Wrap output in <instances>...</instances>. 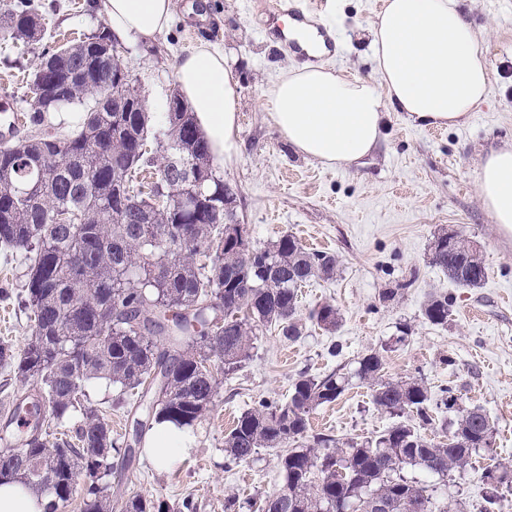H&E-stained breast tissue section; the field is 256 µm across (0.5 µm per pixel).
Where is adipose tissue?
Wrapping results in <instances>:
<instances>
[{
	"label": "adipose tissue",
	"instance_id": "ef3b65f1",
	"mask_svg": "<svg viewBox=\"0 0 512 512\" xmlns=\"http://www.w3.org/2000/svg\"><path fill=\"white\" fill-rule=\"evenodd\" d=\"M112 39L149 40L165 33L174 0H102ZM377 80L346 78L323 64L283 71L265 92L270 118L300 154L328 167L361 163L376 146L389 112L426 127L466 121L489 92V66L479 35L458 0H385L369 25ZM175 77L213 158L235 161L237 80L223 51L201 43L179 56ZM477 188L494 223L512 229V143L492 150ZM190 432L164 423L144 452L165 471L187 454Z\"/></svg>",
	"mask_w": 512,
	"mask_h": 512
}]
</instances>
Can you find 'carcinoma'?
Here are the masks:
<instances>
[{"mask_svg":"<svg viewBox=\"0 0 512 512\" xmlns=\"http://www.w3.org/2000/svg\"><path fill=\"white\" fill-rule=\"evenodd\" d=\"M46 31L35 0L5 2L0 39L40 43ZM105 32L74 44L43 49L27 82L30 121L72 104L89 103L83 124L59 135L0 145V247L24 255V307L34 315L31 337L17 353L0 343V364L33 381L34 393L16 403L0 426L10 448L0 452V485L20 482L48 490V512L67 507L74 484L85 479L82 512H171L160 499L116 496L104 479L131 463L132 449L88 405L86 386L102 379L119 388L112 406L135 398L143 427L169 422L194 427L217 396L212 364L228 375L250 357L253 337L276 328L288 341L302 336L298 291L314 278L330 279L338 260L310 252L292 235L256 249L224 239L228 186L216 175L206 142L179 97L168 125L157 126L141 107L134 80ZM148 185L139 171L155 167ZM82 254L76 267L72 256ZM430 263L463 288H476L486 268L464 237L448 247L443 231L431 244ZM448 294H432L422 316L448 323ZM333 330L335 305L309 313ZM358 361L354 376L298 375L283 402L261 400L242 413L224 439L236 463L262 448L276 453L281 491L244 505L230 497L225 512H464L461 503L404 470L463 476L473 455L493 451V427L480 408L462 409L448 386L431 391L418 378L385 377L384 352ZM367 385L377 410L411 416L375 439L357 442L308 436L309 416L345 392L351 378ZM457 412L443 441L421 432L431 412ZM512 468L491 464L483 473L481 512H503Z\"/></svg>","mask_w":512,"mask_h":512,"instance_id":"1","label":"carcinoma"}]
</instances>
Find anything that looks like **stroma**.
I'll list each match as a JSON object with an SVG mask.
<instances>
[{
	"instance_id": "stroma-1",
	"label": "stroma",
	"mask_w": 512,
	"mask_h": 512,
	"mask_svg": "<svg viewBox=\"0 0 512 512\" xmlns=\"http://www.w3.org/2000/svg\"><path fill=\"white\" fill-rule=\"evenodd\" d=\"M48 22L45 44L0 40V96L28 110L26 78L44 46L61 45L105 27L100 0H37ZM480 34L490 64L487 99L453 128H423L404 113H389L382 138L362 164L327 168L294 150L274 126L264 93L284 68L300 64L285 43L266 37L267 15L280 0H179L170 28L154 41L123 45V63L152 118L168 108L177 89L175 59L206 42L224 50L239 83V155L216 172L236 197L237 220L254 247L294 235L340 260L333 279H315L299 291V314L329 302L339 311L335 331L306 326L294 342L277 330L259 331L249 358L221 376L213 405L192 434V450L169 470L157 471L144 452L113 490L160 498L170 505L191 498L197 512H224V501L277 494L282 477L274 452L229 461L224 437L259 399L285 401L300 372L315 377L353 371L369 350L389 345L385 375L417 377L431 389L455 388L462 407H482L494 424L493 453L473 456L464 476L445 481L411 470L443 488L467 512H479L481 476L490 460L512 465V232L495 224L477 188L482 159L512 142V0H458ZM324 19L337 30L335 51L321 55L336 72L375 76L368 24L377 0H330ZM455 230L472 241L487 269L480 287L462 288L429 262L433 237ZM26 267L0 250V342L22 349L31 335L19 308ZM396 290L394 299L383 294ZM447 293V325L426 321L421 309L433 292ZM405 341H398L399 332ZM393 423L374 407L367 385L353 383L336 402L316 409L311 433L365 440Z\"/></svg>"
}]
</instances>
